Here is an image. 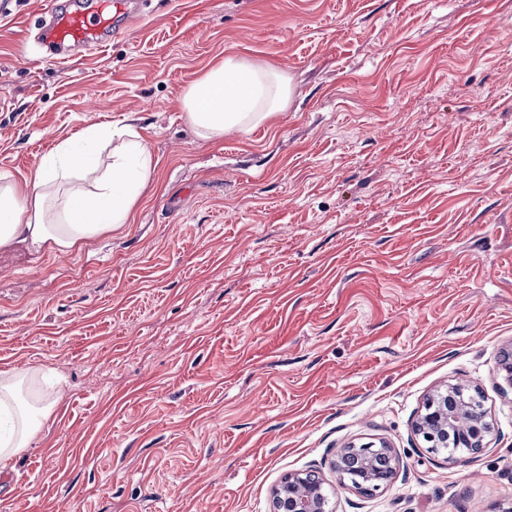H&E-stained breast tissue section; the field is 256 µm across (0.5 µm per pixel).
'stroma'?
Masks as SVG:
<instances>
[{"instance_id":"stroma-1","label":"stroma","mask_w":512,"mask_h":512,"mask_svg":"<svg viewBox=\"0 0 512 512\" xmlns=\"http://www.w3.org/2000/svg\"><path fill=\"white\" fill-rule=\"evenodd\" d=\"M44 2L0 7V172L117 122L155 168L131 224L0 249V370L57 398L0 512H270L304 469L334 512L512 503V0H151L68 62ZM227 54L291 99L201 140L180 99ZM456 382L497 434L449 463L412 423ZM382 440L395 482L339 485V448Z\"/></svg>"}]
</instances>
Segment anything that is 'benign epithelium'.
Returning a JSON list of instances; mask_svg holds the SVG:
<instances>
[{"instance_id":"7a95c632","label":"benign epithelium","mask_w":512,"mask_h":512,"mask_svg":"<svg viewBox=\"0 0 512 512\" xmlns=\"http://www.w3.org/2000/svg\"><path fill=\"white\" fill-rule=\"evenodd\" d=\"M499 387L512 392V348L500 351ZM478 389L464 383L446 384L429 394L414 423V431L427 451L443 452L448 443L477 454L495 434L494 424L478 407ZM338 484L367 496L384 491L397 475L391 448L372 442L349 445L340 450L333 464ZM272 512H333L325 482L312 470L288 474L272 492Z\"/></svg>"}]
</instances>
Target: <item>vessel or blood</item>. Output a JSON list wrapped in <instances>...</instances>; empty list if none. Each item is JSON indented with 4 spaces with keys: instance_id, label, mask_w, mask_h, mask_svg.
<instances>
[{
    "instance_id": "vessel-or-blood-1",
    "label": "vessel or blood",
    "mask_w": 512,
    "mask_h": 512,
    "mask_svg": "<svg viewBox=\"0 0 512 512\" xmlns=\"http://www.w3.org/2000/svg\"><path fill=\"white\" fill-rule=\"evenodd\" d=\"M134 16V0H47L38 22V42L50 56L104 46Z\"/></svg>"
}]
</instances>
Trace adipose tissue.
Here are the masks:
<instances>
[{
  "mask_svg": "<svg viewBox=\"0 0 512 512\" xmlns=\"http://www.w3.org/2000/svg\"><path fill=\"white\" fill-rule=\"evenodd\" d=\"M288 78L262 61L225 56L191 83L180 107L206 140L251 131L286 108ZM155 163L139 130L91 126L59 141L25 181L0 173V248L21 242L35 251H66L131 223ZM33 371L0 370V467L28 448L54 408H33L21 389Z\"/></svg>",
  "mask_w": 512,
  "mask_h": 512,
  "instance_id": "ef3b65f1",
  "label": "adipose tissue"
}]
</instances>
